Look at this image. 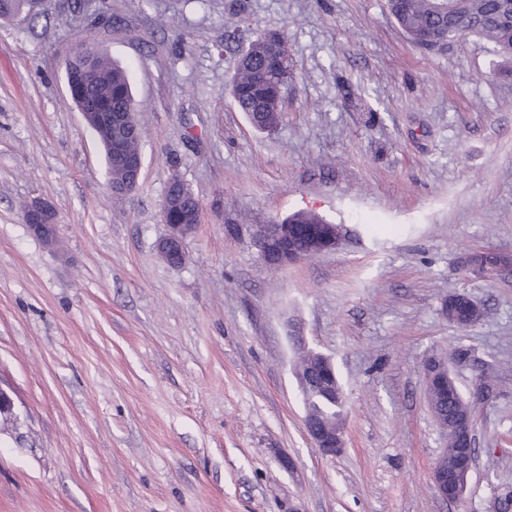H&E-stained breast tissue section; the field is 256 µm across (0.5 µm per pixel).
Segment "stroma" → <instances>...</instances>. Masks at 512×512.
I'll return each mask as SVG.
<instances>
[{
	"instance_id": "35a3bbf8",
	"label": "stroma",
	"mask_w": 512,
	"mask_h": 512,
	"mask_svg": "<svg viewBox=\"0 0 512 512\" xmlns=\"http://www.w3.org/2000/svg\"><path fill=\"white\" fill-rule=\"evenodd\" d=\"M42 0L0 19V512H501L512 492V64L468 36L416 48L387 0ZM286 38L282 120L229 93L234 27ZM129 69L143 128L122 200L65 84L81 41ZM179 174L203 216L186 260L158 250ZM55 212L54 243L24 209ZM311 210L334 252L272 269L260 225ZM485 315L448 320V295ZM467 358L452 362L455 350ZM329 357L345 448L320 454L295 376ZM474 422L462 501L435 493L446 439L424 361Z\"/></svg>"
}]
</instances>
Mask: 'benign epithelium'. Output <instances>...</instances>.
I'll return each instance as SVG.
<instances>
[{"label":"benign epithelium","mask_w":512,"mask_h":512,"mask_svg":"<svg viewBox=\"0 0 512 512\" xmlns=\"http://www.w3.org/2000/svg\"><path fill=\"white\" fill-rule=\"evenodd\" d=\"M24 221L30 230L47 243L53 241L54 211L47 205L39 203L31 206L24 213ZM168 232L161 239L159 249L163 256L174 265L185 261L184 225L170 222ZM297 230L293 224H265L255 236L254 243L265 262L273 268H283L302 259L315 257L335 251L342 241L341 229L336 224H311L304 232L303 247L295 244ZM314 364L305 366L297 364L295 374L300 389L311 386L312 375L322 368L334 370L331 360L319 353H312ZM492 400V392L486 387L485 381L478 377L471 386L469 402L475 409L488 404ZM305 428L313 447L325 456L341 453L345 446L343 428H319L311 413H306ZM474 462L469 458V451L457 449L454 466L446 465L437 460L431 472V481L435 493L444 500L460 499L467 487Z\"/></svg>","instance_id":"7a95c632"}]
</instances>
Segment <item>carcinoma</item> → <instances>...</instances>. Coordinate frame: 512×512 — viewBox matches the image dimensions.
I'll return each instance as SVG.
<instances>
[{
    "instance_id": "carcinoma-1",
    "label": "carcinoma",
    "mask_w": 512,
    "mask_h": 512,
    "mask_svg": "<svg viewBox=\"0 0 512 512\" xmlns=\"http://www.w3.org/2000/svg\"><path fill=\"white\" fill-rule=\"evenodd\" d=\"M32 0H0V19H10L31 13ZM389 10L401 30L418 47L422 37L435 43L447 36H477L493 45L496 55L512 59V0H449L443 7L439 0H388ZM94 61L89 77L83 81L79 106L94 103L96 111L112 113V125L90 123V130L105 153L109 184L116 197L124 195L127 179L126 157L141 151L142 133L130 131L127 116L137 112L129 77L125 68L98 49H93ZM234 78L230 94L237 109L247 114L258 131H270L281 118L282 93L291 77L285 37L281 32H266L247 39L238 47L234 60ZM166 195L176 199L177 206L166 220L179 224H195L199 200L185 183L167 188ZM285 224H326L323 216L299 210L283 219ZM308 409L332 424H340V410L324 395L315 396ZM470 403L454 381L448 382V395L436 394L431 411L447 439L443 453L453 463L455 450L468 445V440L452 428L454 419L468 413Z\"/></svg>"
}]
</instances>
